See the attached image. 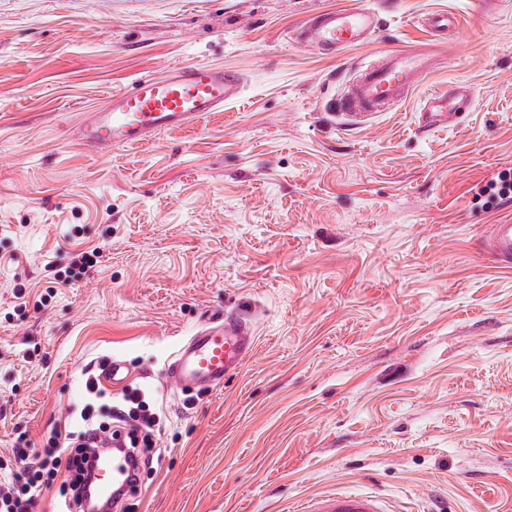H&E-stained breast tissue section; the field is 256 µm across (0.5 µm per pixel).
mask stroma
<instances>
[{"label": "stroma", "mask_w": 512, "mask_h": 512, "mask_svg": "<svg viewBox=\"0 0 512 512\" xmlns=\"http://www.w3.org/2000/svg\"><path fill=\"white\" fill-rule=\"evenodd\" d=\"M352 0H0V459L139 395L152 452L126 512H290L364 490L395 512H512V267L481 250L512 208V0H365L384 28L331 55L295 41ZM458 19L431 36L428 16ZM444 55L395 111L353 129L322 112L394 48ZM239 72L242 98L144 145L95 152L85 107L163 68ZM463 86L451 128L416 131ZM97 247L49 288L46 264ZM25 299H18V291ZM45 306L35 307L41 293ZM255 324L221 389L164 378L214 311ZM118 356L127 393H86ZM471 102V92L466 88L431 95L425 104L426 112L422 113L421 132H430L441 122L448 127L452 126L458 113L468 108ZM481 195H489L491 204L496 200L512 199V176L510 172H503L498 179L491 180L480 192Z\"/></svg>", "instance_id": "1"}]
</instances>
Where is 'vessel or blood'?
Segmentation results:
<instances>
[{"label":"vessel or blood","mask_w":512,"mask_h":512,"mask_svg":"<svg viewBox=\"0 0 512 512\" xmlns=\"http://www.w3.org/2000/svg\"><path fill=\"white\" fill-rule=\"evenodd\" d=\"M383 24L381 14L370 6L327 9L302 24L297 40L334 53L376 35ZM437 64V56L426 50L385 51L359 67L356 78L329 111L351 125L369 122L404 102ZM241 88L237 74L207 63L170 66L159 75L139 78L126 91L110 96L102 107L85 113L78 138L101 151L142 145L157 131L187 128L210 113L223 111L225 104L239 97ZM471 102V93L465 88L431 95L422 115V131L452 125ZM486 251L503 266L512 265V223L492 225ZM255 343L249 320L235 312H213L171 355L165 373L171 385L183 393L196 388L217 390L239 372ZM99 380L112 391H124L131 380L130 366L123 358H112ZM136 459L132 452H113L105 464L107 478L95 486L94 496L108 502L130 493ZM296 512H392V507L385 498L371 493L339 491L310 497Z\"/></svg>","instance_id":"vessel-or-blood-1"}]
</instances>
